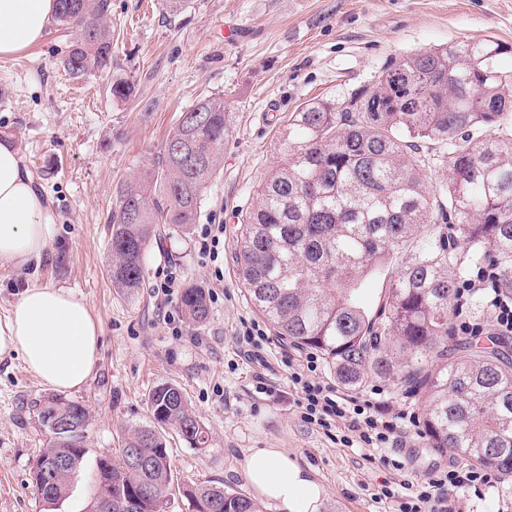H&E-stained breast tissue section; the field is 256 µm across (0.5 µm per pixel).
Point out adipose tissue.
Masks as SVG:
<instances>
[{
  "mask_svg": "<svg viewBox=\"0 0 512 512\" xmlns=\"http://www.w3.org/2000/svg\"><path fill=\"white\" fill-rule=\"evenodd\" d=\"M57 0H0V58L39 45L56 13ZM58 216L35 187L23 160L0 141V263L36 266L55 234ZM99 330L72 290L32 285L0 319V361L20 358L42 382L74 390L89 378L98 354ZM240 469L257 499L283 512H319L323 485L310 468L279 448H253Z\"/></svg>",
  "mask_w": 512,
  "mask_h": 512,
  "instance_id": "ef3b65f1",
  "label": "adipose tissue"
}]
</instances>
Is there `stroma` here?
I'll use <instances>...</instances> for the list:
<instances>
[{
  "instance_id": "35a3bbf8",
  "label": "stroma",
  "mask_w": 512,
  "mask_h": 512,
  "mask_svg": "<svg viewBox=\"0 0 512 512\" xmlns=\"http://www.w3.org/2000/svg\"><path fill=\"white\" fill-rule=\"evenodd\" d=\"M476 39L501 44L497 65L512 73V0H181L168 10L160 0H112L105 72L71 77L62 65L71 38L55 30L25 53L0 58V87L9 90L0 138H12L59 215L36 269L0 264V318L31 285L68 288L85 302L100 328L98 357L88 380L64 396L89 412V457L117 455L126 428L152 426L147 395L170 383L209 440L194 448L166 429L177 484L166 512H192L179 489L190 480L250 493L240 462L251 448H280L312 468L327 494L322 512H391L376 498L381 488L401 499L448 463L470 468L430 448L417 428L396 470L386 461L390 449L347 447L306 423L275 335L264 344L275 389L258 393L236 332L241 320L260 316L236 252L258 185L285 158L284 133L299 104L375 83L404 54ZM117 80L132 84L130 99L113 97ZM217 93L231 107L224 166L203 194L196 224L157 225L142 287L132 294L113 288L108 224L120 188L150 167L182 111ZM217 223L224 245L210 264L195 241L202 225ZM170 271L180 285L204 288L205 323H189L179 295L160 289ZM48 392L21 359L0 361V512L41 510L31 468L48 436L32 402ZM456 495L461 512H512V484L499 479Z\"/></svg>"
}]
</instances>
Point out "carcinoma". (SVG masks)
<instances>
[{
  "instance_id": "obj_1",
  "label": "carcinoma",
  "mask_w": 512,
  "mask_h": 512,
  "mask_svg": "<svg viewBox=\"0 0 512 512\" xmlns=\"http://www.w3.org/2000/svg\"><path fill=\"white\" fill-rule=\"evenodd\" d=\"M57 30L74 33L63 60L74 77L112 62V0H57ZM501 46L466 41L411 52L371 86L341 99L301 103L288 119L286 160L256 190L238 241L237 262L249 300L294 346L324 357L341 385L393 378L425 404L429 447L465 457L512 481V357L505 341L461 339L453 330L461 265L493 264L497 288L512 296V75L496 65ZM230 126L224 95L181 112L135 185L118 194L110 217L112 286L142 287L155 224L196 223L207 185L224 164ZM443 178L427 185V168ZM427 224L445 230L422 241L396 272L391 254ZM389 280L375 312L358 301L364 278ZM181 308L205 322L204 289L189 284ZM153 427H130L121 457L95 459L93 493L139 500L136 512H163L174 483L167 426L193 448L208 431L178 387L148 393ZM39 424L63 415L89 420L81 403L59 395L33 401ZM147 465L134 469L128 449ZM88 454L86 435L50 436L32 467L44 510L72 489ZM63 456L74 468L47 481L41 458ZM193 512H259L248 496L190 483Z\"/></svg>"
}]
</instances>
